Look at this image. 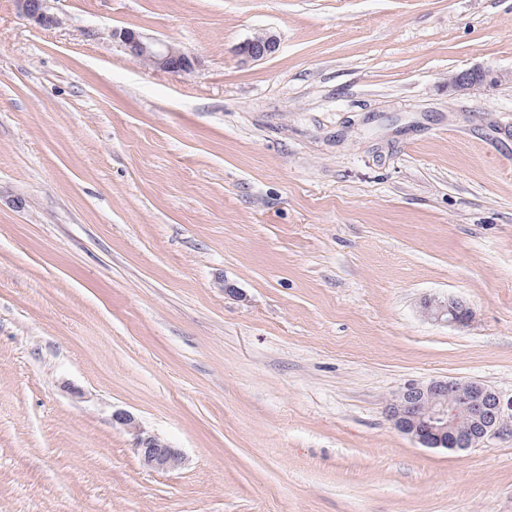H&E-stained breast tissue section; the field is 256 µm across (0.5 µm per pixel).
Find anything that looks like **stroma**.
I'll use <instances>...</instances> for the list:
<instances>
[{"instance_id": "35a3bbf8", "label": "stroma", "mask_w": 512, "mask_h": 512, "mask_svg": "<svg viewBox=\"0 0 512 512\" xmlns=\"http://www.w3.org/2000/svg\"><path fill=\"white\" fill-rule=\"evenodd\" d=\"M50 6L0 0V512H512V436L384 415L411 380L512 400V84L448 90L512 69V0ZM50 0H15L18 14L45 29L54 28L61 24V18L51 12ZM112 36L122 42L126 54L131 58L147 62L152 68L174 76L191 72L197 64V58L181 47L133 29L115 30ZM279 43L275 35L261 33L241 43L235 50L244 63L264 60L277 52ZM502 82L512 83V71L491 72L477 68L452 75L448 79V89L451 92H461L470 90L481 83L498 86ZM423 313L434 321H444L454 325H467L473 319L472 310L457 298L447 301L429 299L423 303ZM113 420L126 427L133 434V450L145 467L158 471H168L181 465L182 457L177 448H172L156 436L145 434L129 414L118 412L113 415Z\"/></svg>"}]
</instances>
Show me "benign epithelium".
I'll return each instance as SVG.
<instances>
[{"mask_svg": "<svg viewBox=\"0 0 512 512\" xmlns=\"http://www.w3.org/2000/svg\"><path fill=\"white\" fill-rule=\"evenodd\" d=\"M49 2L15 0V6L21 17L49 29L61 24V18L50 10ZM112 36L122 42L131 58L174 76L192 71L197 64V58L184 49L133 29L115 30ZM278 48L275 35L261 33L241 43L236 55L244 63L257 62L272 56ZM503 82L512 83V71L477 68L452 75L448 89L461 92L481 83L498 86ZM423 313L434 321L454 325H467L473 319L472 310L454 297L424 301ZM386 416L397 431L425 448L466 450L492 436L512 435V417H506L500 393L475 380H411L392 396ZM113 420L133 434L134 452L145 467L168 471L181 465L178 449L144 433L129 414L118 412Z\"/></svg>", "mask_w": 512, "mask_h": 512, "instance_id": "obj_1", "label": "benign epithelium"}]
</instances>
